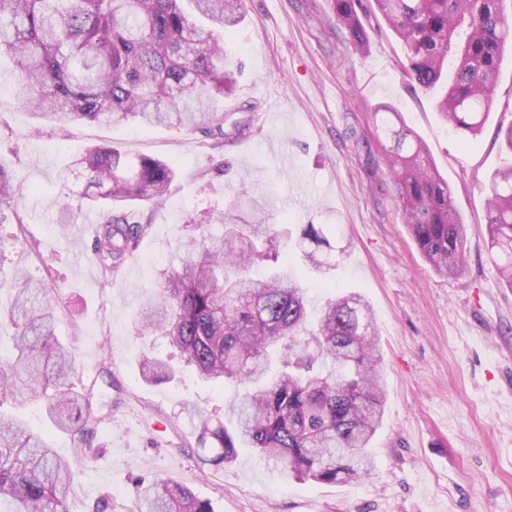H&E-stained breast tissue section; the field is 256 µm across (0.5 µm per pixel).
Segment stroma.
I'll return each mask as SVG.
<instances>
[{
	"mask_svg": "<svg viewBox=\"0 0 512 512\" xmlns=\"http://www.w3.org/2000/svg\"><path fill=\"white\" fill-rule=\"evenodd\" d=\"M363 23L370 50L349 44L329 0H245L224 44L235 87L214 109L223 136L135 124L82 122L66 131L37 122L8 62H0V159L15 176L16 208L0 210L28 275L53 288L57 333L75 347L77 391L102 418L92 459L77 457L40 403L18 412L69 461L70 512H135L136 484L154 476L187 484L214 512H512V289L486 243L491 172L505 154L499 126L512 123V52L502 58L489 118L478 136L446 127L432 97L404 80L405 52L379 13ZM391 104L425 141L468 226L467 266L437 275L402 219L376 140L374 114ZM109 146L173 163L166 201L137 212L148 230L135 257L103 275L90 249L88 211L67 231L58 218L62 175L85 149ZM228 171H221L222 163ZM260 203L285 242L319 224L338 265L320 275L290 263L318 317L328 298L358 292L370 303L383 356L384 416L371 478L303 485L250 448L225 466L202 465L192 448L190 405L220 416L224 390L200 381L165 339L138 333L133 312L177 264L175 248L209 208ZM170 358L166 383L146 382L142 353Z\"/></svg>",
	"mask_w": 512,
	"mask_h": 512,
	"instance_id": "obj_1",
	"label": "stroma"
}]
</instances>
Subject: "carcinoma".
Segmentation results:
<instances>
[{"label": "carcinoma", "instance_id": "1", "mask_svg": "<svg viewBox=\"0 0 512 512\" xmlns=\"http://www.w3.org/2000/svg\"><path fill=\"white\" fill-rule=\"evenodd\" d=\"M355 51H367L361 0H330ZM506 0H373L406 50L408 82L430 92L441 118L478 136L493 103L503 54L512 49ZM244 0H0V56L9 58L24 104L60 126L163 125L224 135L213 105L236 84L224 71V37ZM402 217L419 251L444 277L463 273L467 225L453 189L401 112L375 113ZM83 183L77 205L99 212L91 250L112 274L134 255L148 225L132 207L164 201L176 171L159 157L88 149L73 163ZM486 213L488 248L512 287V163L492 177ZM14 177L0 163V206L14 200ZM222 233L204 224L182 242L180 265L159 273L162 287L135 313L138 331L166 338L198 379L230 390L224 418L197 419L204 465L233 463L252 448L300 483L344 484L370 477L371 442L382 424V362L373 309L350 292L328 301L314 324L307 288L278 266L285 243L265 212H219ZM302 256L315 269L336 268L322 226L307 224ZM274 265L264 279L252 269ZM16 293L0 310L15 332L0 358V406L44 400L54 427L91 458L100 417L88 395L72 391V350L56 334L60 314L51 290L15 267ZM148 382L174 371L161 357L140 360ZM68 461L17 415L0 411V512H70ZM137 512H213L182 484L156 477L137 485Z\"/></svg>", "mask_w": 512, "mask_h": 512}]
</instances>
